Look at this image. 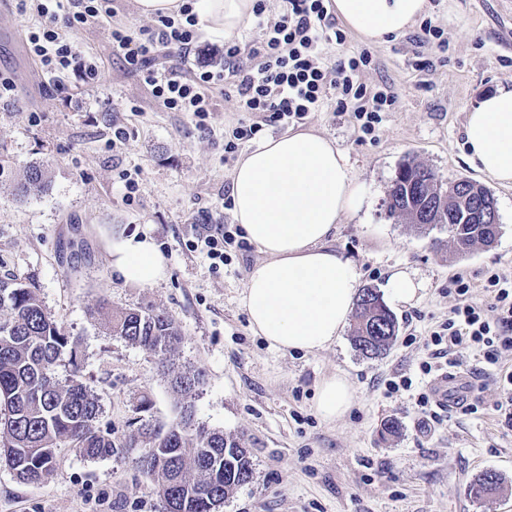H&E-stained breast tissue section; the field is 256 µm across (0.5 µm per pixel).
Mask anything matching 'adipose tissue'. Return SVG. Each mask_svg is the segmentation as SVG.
I'll use <instances>...</instances> for the list:
<instances>
[{"instance_id": "obj_1", "label": "adipose tissue", "mask_w": 512, "mask_h": 512, "mask_svg": "<svg viewBox=\"0 0 512 512\" xmlns=\"http://www.w3.org/2000/svg\"><path fill=\"white\" fill-rule=\"evenodd\" d=\"M348 29L372 43L410 29L428 0H332ZM255 0H194L207 35L235 40L253 15ZM467 160L495 182L512 185V86L485 95L464 123ZM231 212L261 260L242 296L252 331L269 347L315 353L335 344L358 292L354 263L329 246L345 213L361 203L346 155L329 137L296 131L268 137L250 149L230 178ZM112 269L124 282L155 284L167 260L149 233L112 238ZM354 392L334 374L318 387L316 409L327 421L344 416Z\"/></svg>"}]
</instances>
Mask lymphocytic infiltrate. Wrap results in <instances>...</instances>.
Returning <instances> with one entry per match:
<instances>
[{
	"label": "lymphocytic infiltrate",
	"mask_w": 512,
	"mask_h": 512,
	"mask_svg": "<svg viewBox=\"0 0 512 512\" xmlns=\"http://www.w3.org/2000/svg\"><path fill=\"white\" fill-rule=\"evenodd\" d=\"M281 2L278 16L270 18L263 0H257L252 23L258 39L245 49L225 45L222 62L207 70L184 71L197 38V18L188 4L178 16L158 17L147 29L113 26L112 52L142 72L165 109L192 113L199 130L207 128L214 92L234 96L247 117L224 145L229 155L263 127H285L321 111L331 95L337 111L352 113L364 135H375L392 98L385 91L368 90L359 80L373 62L371 51L362 48L329 62L325 47L347 39L329 9L330 0ZM15 13L26 24L29 53L43 74L58 78L71 72L88 84L98 80L97 58L82 51L72 34L112 17V0H15ZM484 286L491 308L475 302L453 308L430 336L434 359L444 357L449 367H459L457 353L465 346L479 351L492 368L501 351L512 348V273H491Z\"/></svg>",
	"instance_id": "1"
}]
</instances>
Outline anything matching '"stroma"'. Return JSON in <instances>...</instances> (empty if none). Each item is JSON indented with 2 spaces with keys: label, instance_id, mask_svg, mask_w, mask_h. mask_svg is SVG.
<instances>
[{
  "label": "stroma",
  "instance_id": "stroma-1",
  "mask_svg": "<svg viewBox=\"0 0 512 512\" xmlns=\"http://www.w3.org/2000/svg\"><path fill=\"white\" fill-rule=\"evenodd\" d=\"M427 14L449 48L416 51L412 34L370 46L374 63L360 77L393 97L377 139L362 138L350 113L328 99L303 120L335 141L362 188L359 210L337 225L332 244L354 262L359 282L386 288L406 270L422 286L419 301L396 309L399 332L384 356L354 350L350 332L328 350L280 353L256 336L242 294L260 254L231 247L219 270L205 253L186 249L210 224L234 229L225 195L238 155H225L224 135L241 117L235 98L215 100L210 136L186 112H168L140 77L112 56L111 20L75 39L97 56L102 78L54 82L27 53L21 26L0 0V72L16 81L13 101H0V155L15 173L33 162L48 169L49 188L21 202L0 187V277L34 284L43 306L79 343L81 375L98 397L99 424L120 450L88 460L70 447L56 452L52 477L23 483L0 466V512H165V503L138 471L130 441L140 421L168 427L179 416L157 356L112 335L98 302L115 312L153 307L181 332L175 362L202 370L194 422L240 438L252 461L251 481L225 499L220 512H512V422L499 405L503 385L480 374L482 360L460 356L473 379L479 410L428 421L418 405L429 391L420 365L425 342L467 299L457 277L483 284L512 272V187L492 182L464 154L466 112L498 86L512 84V7L506 0H429ZM429 65L417 67V54ZM127 139L113 146V127ZM413 156L444 182L468 178L492 191L500 232L488 247L454 253L447 229L424 230L391 215L388 193L400 165ZM139 183L124 198V173ZM149 232L168 261V276L150 286L124 283L112 269L114 230ZM345 374L354 403L345 418L315 409L321 381ZM411 378L410 390L386 382ZM150 408L139 412L140 399ZM397 419L400 432L382 436ZM503 478L499 491L476 499L470 482L483 471Z\"/></svg>",
  "mask_w": 512,
  "mask_h": 512
}]
</instances>
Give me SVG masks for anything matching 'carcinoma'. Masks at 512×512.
Wrapping results in <instances>:
<instances>
[{
  "mask_svg": "<svg viewBox=\"0 0 512 512\" xmlns=\"http://www.w3.org/2000/svg\"><path fill=\"white\" fill-rule=\"evenodd\" d=\"M14 184L15 196L25 201L48 188L44 164L34 162L15 180L13 170L0 162V184ZM461 181L446 185L414 159L402 164L389 191V212L426 228L448 225L454 251L465 254L477 245L490 246L499 230L487 224H462L461 210L449 200L471 194L478 208L491 192ZM114 336L161 357L173 393L181 404L180 419L167 430L146 424L138 428L145 443L135 459L142 476L164 499L166 512H212L238 487L248 483L253 468L240 440L219 430L185 428L196 390L203 384L200 370L182 369L172 356L181 340L175 321L153 308L128 309L107 315ZM399 331L395 314L380 291L359 289L355 302L352 345L361 356L383 355ZM73 366L60 383L55 367L63 356ZM101 405L80 379L78 343L45 309L37 288L14 276L0 278V464L24 483H40L53 473L56 449L71 446L96 460L118 452L112 432L97 425ZM502 477L493 470L478 475L470 493L478 498L500 489Z\"/></svg>",
  "mask_w": 512,
  "mask_h": 512,
  "instance_id": "1",
  "label": "carcinoma"
}]
</instances>
